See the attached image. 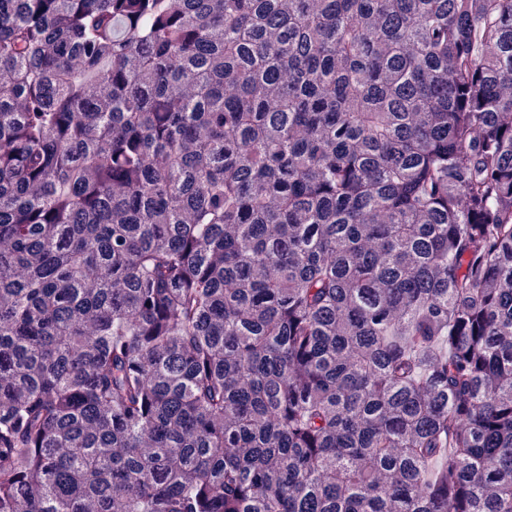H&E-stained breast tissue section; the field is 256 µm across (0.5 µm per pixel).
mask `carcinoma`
Segmentation results:
<instances>
[{
    "label": "carcinoma",
    "instance_id": "cac0c4a2",
    "mask_svg": "<svg viewBox=\"0 0 512 512\" xmlns=\"http://www.w3.org/2000/svg\"><path fill=\"white\" fill-rule=\"evenodd\" d=\"M0 512H512V0H0Z\"/></svg>",
    "mask_w": 512,
    "mask_h": 512
}]
</instances>
